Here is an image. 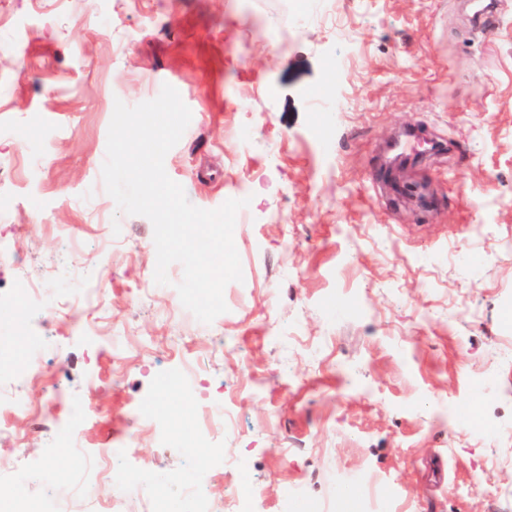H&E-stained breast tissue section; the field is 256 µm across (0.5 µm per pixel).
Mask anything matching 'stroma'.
Listing matches in <instances>:
<instances>
[{
  "mask_svg": "<svg viewBox=\"0 0 512 512\" xmlns=\"http://www.w3.org/2000/svg\"><path fill=\"white\" fill-rule=\"evenodd\" d=\"M0 0V394L28 336H53L23 392L27 461L0 439V512L27 469L33 503L111 504L84 490L57 440L54 390L83 403L84 448L125 447L154 474L193 468L197 401L234 422L209 452L208 492L243 482L254 512H356L363 486L392 512H512V0ZM349 59L337 70L336 58ZM173 86L192 118L164 160L187 200L246 189L234 228L243 279L204 324L179 302L181 264L156 284L152 222L121 212L101 176L116 102ZM328 87V112L313 93ZM326 129L312 139L315 124ZM407 127L442 140L409 159L398 195L384 147ZM248 141H241L242 129ZM103 269L92 335L57 305L12 303L17 279ZM193 370L195 392L168 386ZM169 401L165 438L135 407ZM477 422L459 425L461 408ZM148 486L122 512L189 503Z\"/></svg>",
  "mask_w": 512,
  "mask_h": 512,
  "instance_id": "obj_1",
  "label": "stroma"
}]
</instances>
